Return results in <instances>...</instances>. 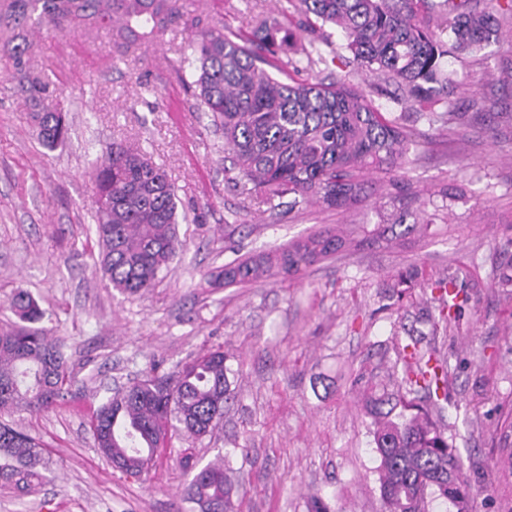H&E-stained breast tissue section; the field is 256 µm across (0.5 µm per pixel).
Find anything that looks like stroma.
<instances>
[{"instance_id": "obj_1", "label": "stroma", "mask_w": 512, "mask_h": 512, "mask_svg": "<svg viewBox=\"0 0 512 512\" xmlns=\"http://www.w3.org/2000/svg\"><path fill=\"white\" fill-rule=\"evenodd\" d=\"M261 12L298 18L288 0H180L163 33L125 54L107 28L68 33L45 19L29 27L18 61L0 27V300L19 289L37 299L72 377L48 410L9 415L39 438L50 472L37 493L0 494V512H188L186 459L201 467L234 443L243 449L232 461L235 512H308L315 496L330 512H385L363 397L389 384V368L415 339L448 358L443 422L474 491L472 512H512V299L497 285L512 263V81L498 78L512 61V26L482 50H449L446 124L356 74L409 139L404 186L367 171L371 193L355 207L310 204L275 216L260 197L228 187L224 135L184 82L191 37L247 29ZM35 81L48 88L34 106ZM36 108L65 112V143H38ZM116 143L166 170L183 243L154 288L132 296L97 263L94 165ZM405 200L406 223L423 218L429 229L401 246L361 243L302 280L210 282L239 256L324 226L386 223ZM451 269L461 313L436 332L430 285ZM217 348L238 386L223 425L199 441L173 437L147 477L113 467L91 429L109 389Z\"/></svg>"}]
</instances>
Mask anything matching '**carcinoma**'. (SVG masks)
I'll use <instances>...</instances> for the list:
<instances>
[{"label": "carcinoma", "instance_id": "obj_1", "mask_svg": "<svg viewBox=\"0 0 512 512\" xmlns=\"http://www.w3.org/2000/svg\"><path fill=\"white\" fill-rule=\"evenodd\" d=\"M304 19L298 25L341 29L350 53L328 61L297 41L290 24L261 14L248 31L226 35L203 32L185 49L195 63L192 74L197 109L224 134L228 179L242 194L262 197L268 210L320 203L351 207L367 195L365 170L403 169L409 147L396 120L374 104L350 73L325 82L287 83L279 79L284 57L303 56L307 66L331 63L342 70L354 64L395 83L420 114L446 119L438 108L448 103L447 53L440 32L450 31L454 46L477 51L500 39L501 20H512V0L494 9L480 0H293ZM41 10L57 26L112 28L118 48H132L163 32L179 14V0H0V16L11 21V48L26 52L25 29ZM453 18H448V15ZM38 138L53 148L65 140L62 116L34 112ZM96 235L99 264L112 287L131 295L151 288L179 249L177 203L167 173L140 150L112 146L95 165ZM112 194V206L100 197ZM363 240L379 242L417 232L416 224L357 225ZM352 239L326 227L274 251L234 259L213 274L220 285L248 284L280 273L297 275L335 255ZM457 273L434 283L438 317L446 326L460 309ZM20 324L0 332V416L18 410L40 411L64 396L70 381L63 344L34 327L44 311L26 290L7 300ZM228 356L213 350L182 364L174 377L151 371L113 392L93 412L91 428L102 453L118 469L139 478L157 466L158 451L174 435H210L235 398ZM396 389L370 397L366 404L380 463L377 470L386 512H427L430 499L451 501L470 512L472 487L462 477L457 449L441 430L439 413L448 401V359L420 341L406 345ZM232 450L193 475L186 500L200 512H230L238 485ZM40 442L0 421V490L26 493L44 482Z\"/></svg>", "mask_w": 512, "mask_h": 512}]
</instances>
